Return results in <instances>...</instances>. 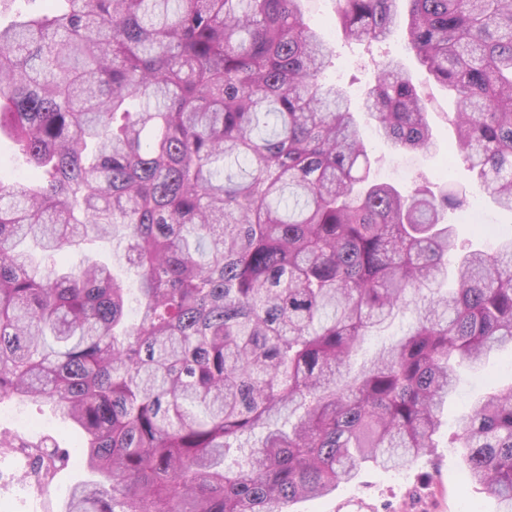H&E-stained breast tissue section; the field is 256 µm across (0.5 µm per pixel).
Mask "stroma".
I'll use <instances>...</instances> for the list:
<instances>
[{
  "instance_id": "obj_1",
  "label": "stroma",
  "mask_w": 512,
  "mask_h": 512,
  "mask_svg": "<svg viewBox=\"0 0 512 512\" xmlns=\"http://www.w3.org/2000/svg\"><path fill=\"white\" fill-rule=\"evenodd\" d=\"M303 8L308 25L322 35L333 52L334 65L327 73L328 82L341 86L353 104H360L366 88L375 80L374 61L363 45L345 39L337 18L336 0H304ZM374 51L388 53L402 62L428 99L434 146L426 152L395 148L378 135L367 114L358 113L359 131L371 157L373 180L405 190L426 181L437 191H465L470 204L476 205L491 224L502 232L512 231V213L500 209L479 189L465 164L456 163L450 174L442 172L448 149L455 141L451 121L454 101L447 91L430 80L425 68L407 49L401 33L375 45ZM511 385L512 348L492 352L480 369H462L459 385L441 413L436 448L404 469H364L355 480L340 484L330 496L296 501L287 505L286 512H499L500 504L492 494L466 480L459 452L449 442L471 404L484 391ZM1 432L18 434L29 441L50 436L66 448L80 440L70 421L46 404H1ZM28 469L25 456L0 454V512H61L70 487L86 477L82 467L69 464L37 495L28 488Z\"/></svg>"
}]
</instances>
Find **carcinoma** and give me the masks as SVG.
Segmentation results:
<instances>
[{"label": "carcinoma", "instance_id": "1", "mask_svg": "<svg viewBox=\"0 0 512 512\" xmlns=\"http://www.w3.org/2000/svg\"><path fill=\"white\" fill-rule=\"evenodd\" d=\"M16 2L0 0V137L28 173L0 180V404L79 430L91 478L63 512H283L438 447L458 367L512 345V232L460 246L445 216L465 196L370 180L303 0ZM398 2L338 0L347 39L385 41ZM405 2L409 49L456 102L453 156L512 211V0ZM377 69L360 110L430 150L428 100L398 60ZM102 239L137 288L57 262ZM451 445L512 512V386ZM15 448L43 485L70 459L0 435Z\"/></svg>", "mask_w": 512, "mask_h": 512}]
</instances>
